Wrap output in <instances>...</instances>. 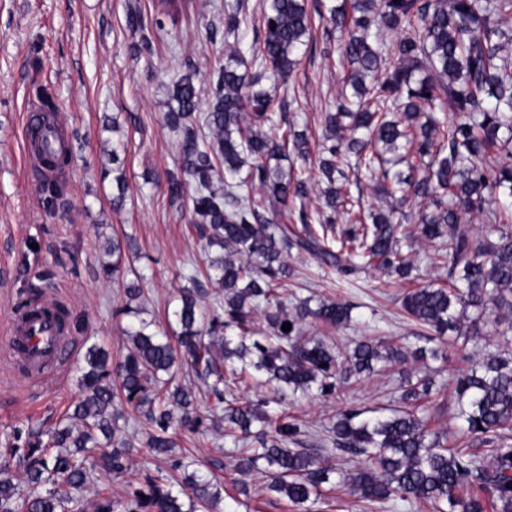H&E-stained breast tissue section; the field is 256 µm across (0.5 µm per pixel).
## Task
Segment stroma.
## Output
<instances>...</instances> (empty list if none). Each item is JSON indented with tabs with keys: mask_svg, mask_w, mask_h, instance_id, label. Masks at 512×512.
<instances>
[{
	"mask_svg": "<svg viewBox=\"0 0 512 512\" xmlns=\"http://www.w3.org/2000/svg\"><path fill=\"white\" fill-rule=\"evenodd\" d=\"M333 0H306L313 28L309 47L288 85L259 71V86L291 100L288 119L306 130L311 144L322 137L320 114L336 102L344 77L338 33L321 19ZM224 0H194L189 10L156 14L152 0H0V442L28 424L50 427L79 396V366L88 346L97 343L112 357L128 346L126 279L103 272L104 248L112 239H131L143 278V316L159 326L172 322L191 266H203L204 243L192 225V181L184 196L171 198L167 178L181 171L180 136L165 121L173 77L194 72L206 88L213 69L224 63ZM49 92L66 121L73 157L56 178V197L43 191L40 169L24 158L23 115L40 92ZM126 145L121 155L129 191L122 210L112 208V182L102 176L111 164L113 140ZM295 271L284 300L325 296L353 307L356 326L326 331L327 342L347 348L362 335L400 344L423 345V329L401 310L399 299L412 289L408 280L378 270L346 279L319 268L306 253H292ZM64 302L79 326L71 334L72 358L66 369L43 385L33 384L6 349L9 313L31 291ZM464 352L449 346L447 361L433 362L441 385L433 398L434 427L455 433V377ZM400 368H392L344 387L336 396L301 398L279 406L271 387L259 393L270 412L286 409L301 428L303 447L328 445L327 426L341 408H373L393 403ZM132 448L128 469L100 474L82 490L92 500L98 489L126 500L146 474L170 463L147 452L146 438L129 414ZM233 443L223 433L186 434L181 451L202 461L207 474L222 475Z\"/></svg>",
	"mask_w": 512,
	"mask_h": 512,
	"instance_id": "stroma-1",
	"label": "stroma"
}]
</instances>
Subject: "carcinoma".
I'll list each match as a JSON object with an SVG mask.
<instances>
[{
    "mask_svg": "<svg viewBox=\"0 0 512 512\" xmlns=\"http://www.w3.org/2000/svg\"><path fill=\"white\" fill-rule=\"evenodd\" d=\"M240 14L239 4H224L225 35L239 32ZM326 21L342 33L348 70L337 106L322 113L325 146L314 188L326 208L341 212L345 226L320 210H301L297 231L266 216L287 207L290 195L311 192L304 171L271 165L291 151L309 158V140L287 121L285 99L255 89L257 75L248 66L287 82L309 44L311 18L306 0H266L262 41L251 46V59L234 49L213 70L207 106L192 73L169 88L174 106L166 119L180 132L181 171L195 185L192 224L212 251L206 279L222 295L204 307L193 271V287L179 290L178 329L170 335L138 318L132 303L141 289H125L123 314L136 318L125 329L127 354L113 364L104 348L90 345L72 413L6 441L0 512H212L220 491L187 457L173 459L185 477L178 491L168 477L147 474L122 503L107 490L91 505L80 497L96 471L126 470L130 442L119 406L142 415L146 447L157 456L171 454L180 433L208 432L206 420L238 441L254 423L266 424L260 447L228 457L224 478L239 485L238 476L259 469L265 489L296 512H317L333 473L351 495L379 508L419 501L436 512H512V204L493 207L489 200L504 186L512 196V0H343ZM391 32L401 33L392 43ZM448 112L456 122L448 123ZM69 162L67 148L44 159L58 171ZM401 162L408 171L395 169ZM364 180L381 197L414 201L418 224L402 223L396 209L364 210ZM112 183V206L120 209L129 189L123 169H112ZM472 214L484 217L485 237L461 231ZM415 242L433 252L420 255ZM294 249L341 277L370 268L407 278L424 260L448 267L458 278L430 280L401 298L404 312L433 333L436 345L391 346L363 336L336 351L314 331L352 326L348 305L320 299L313 307L308 298L289 309L282 301ZM107 252L106 274L141 277L122 267L120 243ZM41 313L66 334L65 304ZM489 323L495 340L484 333ZM448 335L482 343L455 382L462 437L478 439L481 451L468 443L450 447L444 432L431 427L428 374L405 376L401 409L377 408L369 416L340 410L328 427L332 447L316 450L297 447L300 428L287 412L272 416L267 400L235 395L238 387L265 385L280 401L299 393L333 395L343 384L427 354L447 359ZM184 362L203 384L202 394L182 383ZM14 458L24 465L22 482L12 473ZM64 486L74 494H62Z\"/></svg>",
    "mask_w": 512,
    "mask_h": 512,
    "instance_id": "cac0c4a2",
    "label": "carcinoma"
}]
</instances>
